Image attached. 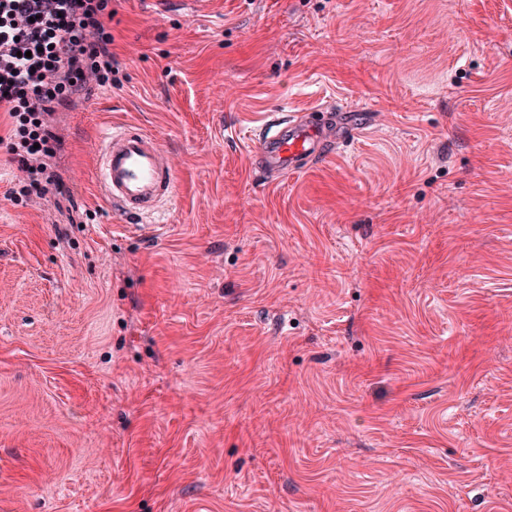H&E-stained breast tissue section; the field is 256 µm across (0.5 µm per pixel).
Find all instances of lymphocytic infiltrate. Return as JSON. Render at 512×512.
I'll list each match as a JSON object with an SVG mask.
<instances>
[{"label": "lymphocytic infiltrate", "instance_id": "1", "mask_svg": "<svg viewBox=\"0 0 512 512\" xmlns=\"http://www.w3.org/2000/svg\"><path fill=\"white\" fill-rule=\"evenodd\" d=\"M111 2L0 0V110L11 120L6 149L20 171L9 200L44 196L63 142L52 116L88 99L93 87L121 86Z\"/></svg>", "mask_w": 512, "mask_h": 512}]
</instances>
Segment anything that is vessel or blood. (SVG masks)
Wrapping results in <instances>:
<instances>
[{
	"instance_id": "obj_1",
	"label": "vessel or blood",
	"mask_w": 512,
	"mask_h": 512,
	"mask_svg": "<svg viewBox=\"0 0 512 512\" xmlns=\"http://www.w3.org/2000/svg\"><path fill=\"white\" fill-rule=\"evenodd\" d=\"M336 121L325 109L294 119H270L255 147L259 171L275 178L304 170L324 152ZM100 152V188L120 213L147 217L172 197L175 175L151 135L137 128H116L103 138Z\"/></svg>"
}]
</instances>
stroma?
<instances>
[{
	"label": "stroma",
	"instance_id": "stroma-1",
	"mask_svg": "<svg viewBox=\"0 0 512 512\" xmlns=\"http://www.w3.org/2000/svg\"><path fill=\"white\" fill-rule=\"evenodd\" d=\"M119 89L0 144V512H512V0H118ZM355 136L257 173L266 113ZM153 135L152 229L98 145Z\"/></svg>",
	"mask_w": 512,
	"mask_h": 512
}]
</instances>
